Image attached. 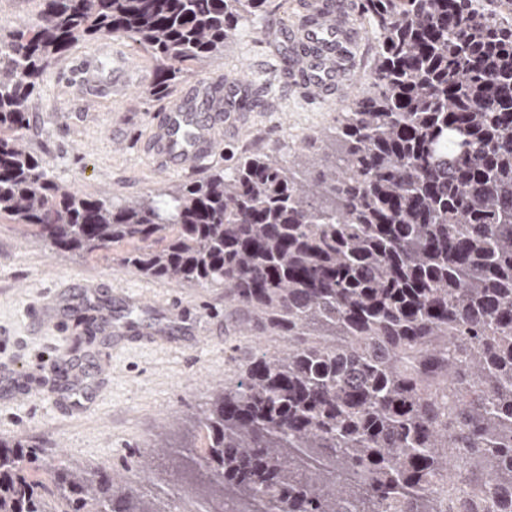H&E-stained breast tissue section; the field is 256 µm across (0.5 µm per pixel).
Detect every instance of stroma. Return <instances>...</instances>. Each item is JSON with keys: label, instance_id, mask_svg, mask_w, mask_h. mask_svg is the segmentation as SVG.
<instances>
[{"label": "stroma", "instance_id": "obj_1", "mask_svg": "<svg viewBox=\"0 0 512 512\" xmlns=\"http://www.w3.org/2000/svg\"><path fill=\"white\" fill-rule=\"evenodd\" d=\"M299 2L266 0L240 21L223 57L203 72L185 65L163 98L144 94L153 61L127 40L102 35L73 44L46 70L31 98L27 147L54 179L116 202L231 168L246 153L274 146L313 152L342 109L366 91L376 38L360 0H344L365 62L347 77L338 101L323 100L286 77L287 45L270 36L271 29L297 22ZM116 56L130 62L120 83L81 85L79 68ZM218 76L242 123L228 129L215 122V147L199 169L159 165L149 137L193 85ZM121 255L118 248L89 255L60 250L25 225L0 219V364L14 365L28 389L20 395L0 385V441L44 448L45 464L62 461L122 475L157 435L175 449L201 445L194 418L214 387L236 378L253 352L279 347L242 334L223 289L157 280L122 266ZM90 281L95 291L86 290ZM53 289L63 292L57 320L36 324L32 312ZM102 309L158 332L167 346L116 347L111 333L100 329L85 337L83 320L97 318ZM105 362L110 382L102 392L98 368Z\"/></svg>", "mask_w": 512, "mask_h": 512}]
</instances>
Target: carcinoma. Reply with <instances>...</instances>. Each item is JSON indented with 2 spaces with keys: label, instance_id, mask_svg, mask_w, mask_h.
I'll return each mask as SVG.
<instances>
[{
  "label": "carcinoma",
  "instance_id": "obj_1",
  "mask_svg": "<svg viewBox=\"0 0 512 512\" xmlns=\"http://www.w3.org/2000/svg\"><path fill=\"white\" fill-rule=\"evenodd\" d=\"M262 2L40 0L0 36V217L61 250L129 245L123 265L222 288L284 343L214 390L206 447L172 457L208 512H512V24L485 0H361L377 63L315 165L275 147L116 204L24 143L73 43L130 41L160 97ZM43 454L0 443V512H166L137 490L161 439L122 476L29 474Z\"/></svg>",
  "mask_w": 512,
  "mask_h": 512
}]
</instances>
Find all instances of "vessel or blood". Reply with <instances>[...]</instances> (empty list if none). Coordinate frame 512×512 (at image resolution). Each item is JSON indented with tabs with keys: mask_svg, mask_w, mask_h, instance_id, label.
Instances as JSON below:
<instances>
[{
	"mask_svg": "<svg viewBox=\"0 0 512 512\" xmlns=\"http://www.w3.org/2000/svg\"><path fill=\"white\" fill-rule=\"evenodd\" d=\"M360 41L335 0H309L303 21L288 31L289 48L305 59L300 81L329 100L335 99L352 68ZM212 143L210 126L198 123L181 105L166 113L151 141L161 164L173 169L197 167Z\"/></svg>",
	"mask_w": 512,
	"mask_h": 512,
	"instance_id": "obj_1",
	"label": "vessel or blood"
}]
</instances>
